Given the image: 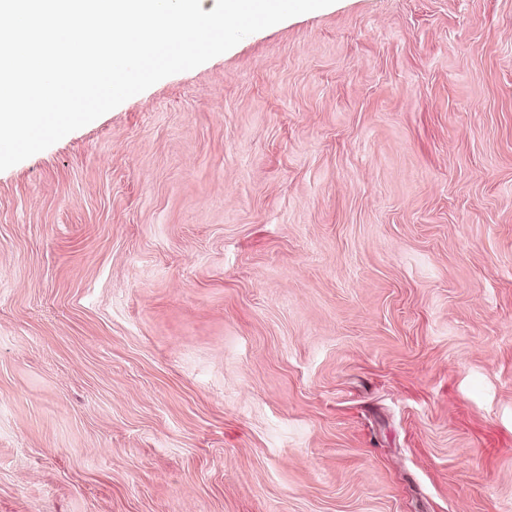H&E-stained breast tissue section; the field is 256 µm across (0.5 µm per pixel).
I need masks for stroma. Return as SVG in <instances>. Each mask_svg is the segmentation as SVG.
Here are the masks:
<instances>
[{
    "instance_id": "obj_1",
    "label": "stroma",
    "mask_w": 512,
    "mask_h": 512,
    "mask_svg": "<svg viewBox=\"0 0 512 512\" xmlns=\"http://www.w3.org/2000/svg\"><path fill=\"white\" fill-rule=\"evenodd\" d=\"M0 512H512V0H335L0 171Z\"/></svg>"
}]
</instances>
